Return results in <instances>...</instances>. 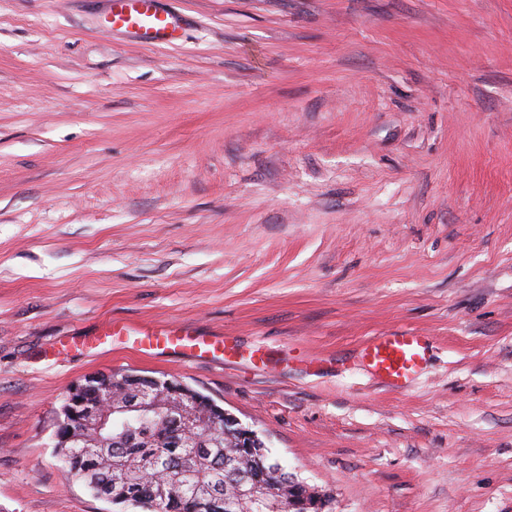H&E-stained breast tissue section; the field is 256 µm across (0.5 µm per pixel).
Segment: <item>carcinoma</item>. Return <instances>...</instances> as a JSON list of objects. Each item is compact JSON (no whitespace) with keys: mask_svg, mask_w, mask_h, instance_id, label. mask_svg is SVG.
I'll return each mask as SVG.
<instances>
[{"mask_svg":"<svg viewBox=\"0 0 512 512\" xmlns=\"http://www.w3.org/2000/svg\"><path fill=\"white\" fill-rule=\"evenodd\" d=\"M186 390L176 387L161 399L167 418L131 412L112 422L103 437L85 429L78 418L70 419L59 436H82L96 446L90 454L62 448L63 466L93 492L109 489L113 504L144 512H259L258 505L240 495L246 484L264 487L270 499L289 505V512H322L315 506L318 491L299 480L289 484L294 474L271 460L267 449L239 447L240 433H224V421L192 429V437H185L180 404ZM138 392L139 383L128 381L112 389V402L130 403ZM186 471L196 473V485L183 484Z\"/></svg>","mask_w":512,"mask_h":512,"instance_id":"1","label":"carcinoma"}]
</instances>
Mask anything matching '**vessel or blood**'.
<instances>
[{
    "label": "vessel or blood",
    "mask_w": 512,
    "mask_h": 512,
    "mask_svg": "<svg viewBox=\"0 0 512 512\" xmlns=\"http://www.w3.org/2000/svg\"><path fill=\"white\" fill-rule=\"evenodd\" d=\"M109 22L112 27L126 30L151 42L166 43L180 30L170 14L160 10L157 0H111ZM139 337L140 350L148 354L155 350H173L195 360H217L219 355H231L235 350L232 337L214 340L197 328L178 323L153 327L131 324L121 326L108 322L90 338L81 339L86 349L111 343L117 330ZM429 356V343L420 333L398 329L368 340L361 357L372 371L391 389L402 388L425 365Z\"/></svg>",
    "instance_id": "1"
}]
</instances>
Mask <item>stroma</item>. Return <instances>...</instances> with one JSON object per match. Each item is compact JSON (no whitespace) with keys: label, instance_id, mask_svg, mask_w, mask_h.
<instances>
[{"label":"stroma","instance_id":"stroma-1","mask_svg":"<svg viewBox=\"0 0 512 512\" xmlns=\"http://www.w3.org/2000/svg\"><path fill=\"white\" fill-rule=\"evenodd\" d=\"M0 0V512H120L53 448L70 387L172 378L326 512H512V0ZM108 320L230 336L218 367ZM429 336L387 389L380 333ZM109 23L149 42L166 43L180 30L170 14L157 7V0H110ZM429 356L426 336L398 329L374 336L361 350L372 371L393 390L401 389L425 365Z\"/></svg>","mask_w":512,"mask_h":512}]
</instances>
